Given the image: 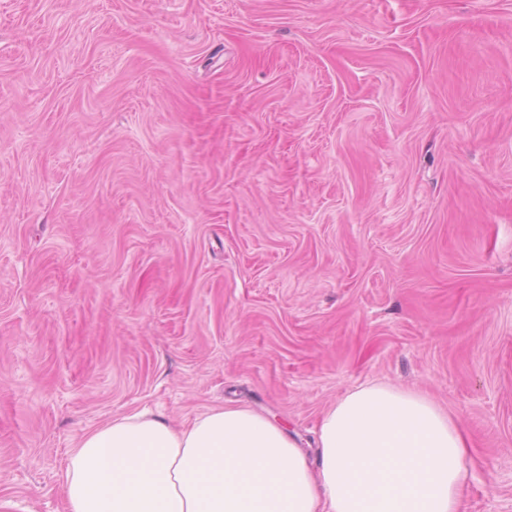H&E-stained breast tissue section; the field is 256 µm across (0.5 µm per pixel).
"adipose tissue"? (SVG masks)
<instances>
[{
  "label": "adipose tissue",
  "mask_w": 512,
  "mask_h": 512,
  "mask_svg": "<svg viewBox=\"0 0 512 512\" xmlns=\"http://www.w3.org/2000/svg\"><path fill=\"white\" fill-rule=\"evenodd\" d=\"M317 446L312 466L280 425L243 407L180 427L117 416L71 448L67 512H460L464 439L418 392H348L323 416Z\"/></svg>",
  "instance_id": "ef3b65f1"
}]
</instances>
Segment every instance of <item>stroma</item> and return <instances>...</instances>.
Segmentation results:
<instances>
[{
	"mask_svg": "<svg viewBox=\"0 0 512 512\" xmlns=\"http://www.w3.org/2000/svg\"><path fill=\"white\" fill-rule=\"evenodd\" d=\"M370 383L512 512V0H0V512L114 416Z\"/></svg>",
	"mask_w": 512,
	"mask_h": 512,
	"instance_id": "1",
	"label": "stroma"
}]
</instances>
